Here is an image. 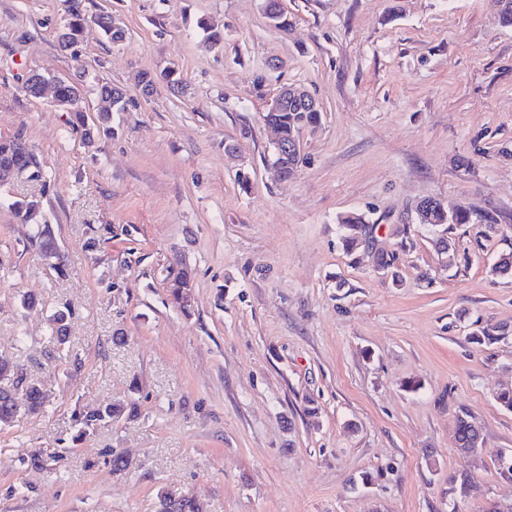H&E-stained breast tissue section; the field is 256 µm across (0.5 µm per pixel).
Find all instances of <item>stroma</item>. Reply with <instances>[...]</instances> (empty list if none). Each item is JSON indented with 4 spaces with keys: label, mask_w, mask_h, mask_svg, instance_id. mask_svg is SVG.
<instances>
[{
    "label": "stroma",
    "mask_w": 512,
    "mask_h": 512,
    "mask_svg": "<svg viewBox=\"0 0 512 512\" xmlns=\"http://www.w3.org/2000/svg\"><path fill=\"white\" fill-rule=\"evenodd\" d=\"M280 3L285 31L265 0H89L127 37L91 25L65 50L62 0H0V138L22 137L46 173L0 188V360L49 395L43 413L0 425V512H157L162 488L205 512L512 501L499 475L512 411L496 399L512 388V274L491 271L512 253V27L498 0ZM32 70L125 89L112 135L86 144L67 112L26 92ZM143 71L159 77L149 96ZM289 84L321 121L280 180L263 115ZM31 197L61 266L10 207ZM427 198L496 224L449 226L447 260L418 221ZM353 213L396 249L402 286L374 253L346 255L337 224ZM172 268L190 276L189 309L171 296ZM28 294L37 311L21 307ZM64 308L62 346L47 320ZM487 324L507 339L475 344ZM117 402L135 413L81 433L76 413ZM463 408L483 435L466 458ZM34 449L58 469L27 465ZM117 453L130 465L116 474ZM463 471L480 494L451 493Z\"/></svg>",
    "instance_id": "1"
}]
</instances>
